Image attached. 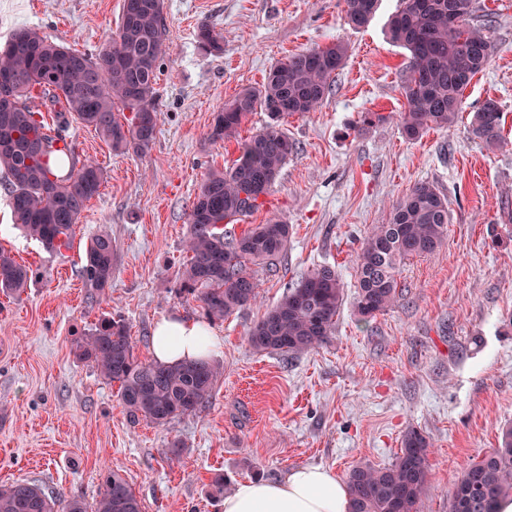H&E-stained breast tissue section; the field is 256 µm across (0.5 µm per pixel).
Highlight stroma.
<instances>
[{
    "instance_id": "stroma-1",
    "label": "stroma",
    "mask_w": 512,
    "mask_h": 512,
    "mask_svg": "<svg viewBox=\"0 0 512 512\" xmlns=\"http://www.w3.org/2000/svg\"><path fill=\"white\" fill-rule=\"evenodd\" d=\"M122 5L0 0V46L28 26L96 55ZM476 6L495 46L491 63L465 89L454 127L409 141L394 120L405 103L408 52L386 34L401 0H381L358 30L344 21L343 0H164L159 123L149 149L116 152L69 123L76 164L104 172L71 247L50 254L17 229L0 179V248L38 272L23 292L0 293V486L25 480L91 503L113 470L142 512H222L210 495L216 475L234 484L275 481L292 468L323 465L343 479L362 463H392L415 428L431 443L423 512H448L462 469L512 425V0ZM204 25L222 34L221 54L201 49ZM333 42L348 54L330 95L316 111L284 119L294 154L262 207L229 227L239 236L279 219L291 234L276 271L253 266L257 301L212 323L224 341L213 356L223 376L212 398L162 426L131 420L116 385L76 358V340L118 316L148 361L158 320L200 318L196 302L176 291L189 210L207 173L239 155L237 143L208 140L213 116L286 56ZM490 98L502 124L499 144L489 148L468 129ZM366 112L383 114V122L362 124ZM421 181L448 200L446 239L435 253L405 260L394 305L362 320L351 304L360 242ZM102 232L116 261L111 287L93 295L81 267ZM322 265L335 267L347 298L334 336L296 358L254 350L251 327L287 284ZM175 440L185 445L177 462Z\"/></svg>"
}]
</instances>
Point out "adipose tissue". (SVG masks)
I'll list each match as a JSON object with an SVG mask.
<instances>
[{
  "instance_id": "obj_1",
  "label": "adipose tissue",
  "mask_w": 512,
  "mask_h": 512,
  "mask_svg": "<svg viewBox=\"0 0 512 512\" xmlns=\"http://www.w3.org/2000/svg\"><path fill=\"white\" fill-rule=\"evenodd\" d=\"M222 343L205 323L169 316L153 330L152 354L172 364L207 357ZM223 512H349L347 485L320 466H298L278 481L247 480L225 495Z\"/></svg>"
}]
</instances>
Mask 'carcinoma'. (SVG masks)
Instances as JSON below:
<instances>
[{
    "instance_id": "1",
    "label": "carcinoma",
    "mask_w": 512,
    "mask_h": 512,
    "mask_svg": "<svg viewBox=\"0 0 512 512\" xmlns=\"http://www.w3.org/2000/svg\"><path fill=\"white\" fill-rule=\"evenodd\" d=\"M133 16L122 12L114 36L95 56L71 49L36 29H16L0 48V173L10 190L13 221L45 251L58 253L71 243L72 229L87 203L99 194L102 169L71 165L67 141L69 117L93 128L117 152L142 153L154 140L159 112L156 88L166 28L163 0H133ZM379 0H345V20L354 29L367 25ZM464 16L451 33L448 18ZM475 0H403L387 26L389 39L409 52L397 113L401 135L421 138L432 128L454 126L465 88L491 63L494 45L474 23ZM198 42L209 54L223 52V36L205 26ZM347 47L331 43L294 53L275 65L258 87H246L215 114L209 137L237 139L243 121L261 109L269 122L240 146L232 167L209 171L192 201L186 261L177 292L200 303L209 320H222L257 298L252 264L271 269L288 251L290 226L280 220L257 224L236 237L224 225L260 206L294 144L280 128L282 119L313 112L332 91ZM50 104L62 121L44 123L39 105ZM132 113L121 119V112ZM498 103L486 100L474 113L471 138L488 147L501 138ZM450 220L448 200L430 182L413 186L394 205L388 223L377 224L357 252L354 309L364 320L391 307L398 296L400 264L410 256L431 254L444 243ZM115 265L112 237H94L85 252V286L102 293L111 286ZM36 277L30 267L0 250V291L20 293ZM344 305L336 270L323 265L287 287L281 299L254 324L251 346L298 357L334 335ZM79 358L92 361L100 374L119 386L125 410L162 426L200 409L212 397L223 369L210 358L162 364L135 355L124 320L104 318L76 343ZM427 437L409 429L402 448L387 466L369 463L347 475L350 512H421L429 487ZM512 496V426L502 429L498 447L471 462L455 482L448 512H496L500 499ZM0 512H141L138 496L115 471L102 477L95 504L80 497L57 499L39 485L15 482L0 487Z\"/></svg>"
}]
</instances>
